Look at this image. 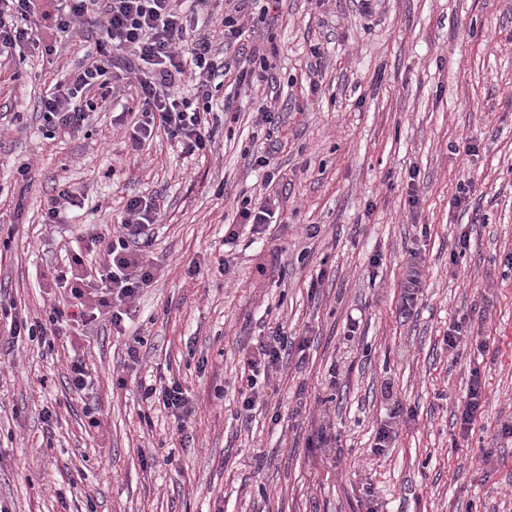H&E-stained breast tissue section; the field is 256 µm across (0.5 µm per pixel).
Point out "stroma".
Returning <instances> with one entry per match:
<instances>
[{"label": "stroma", "instance_id": "35a3bbf8", "mask_svg": "<svg viewBox=\"0 0 512 512\" xmlns=\"http://www.w3.org/2000/svg\"><path fill=\"white\" fill-rule=\"evenodd\" d=\"M275 33L278 123L258 112L266 86L225 77L216 99L231 110L205 158L163 135L132 152L108 111L88 136L48 138L37 102L81 61L78 42L54 65L0 67L14 119L0 132V305L44 318L64 304L50 272L79 237L112 233L130 197L161 206L157 275L123 332L102 321L0 345L5 512H512V0H285ZM257 151L274 169L249 165ZM61 183L85 205L43 223ZM463 190L472 210L454 204ZM245 198L274 202L277 221L234 224ZM457 323L487 352L449 349ZM280 324L304 355L242 418L246 356ZM76 355L93 375L82 392ZM475 366L486 407L464 438L453 414ZM146 382L188 390L189 443L162 406L145 410Z\"/></svg>", "mask_w": 512, "mask_h": 512}]
</instances>
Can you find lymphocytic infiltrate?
I'll list each match as a JSON object with an SVG mask.
<instances>
[{
  "instance_id": "lymphocytic-infiltrate-1",
  "label": "lymphocytic infiltrate",
  "mask_w": 512,
  "mask_h": 512,
  "mask_svg": "<svg viewBox=\"0 0 512 512\" xmlns=\"http://www.w3.org/2000/svg\"><path fill=\"white\" fill-rule=\"evenodd\" d=\"M208 0H65L55 17L56 36L41 38L32 24L35 0H0V66L9 63L17 48L25 45L56 54L59 42L95 34L91 50L68 78L55 84L39 99L38 111L49 132L68 135L86 132L91 112L110 106L118 92L131 90L132 110L138 119L129 136L132 150L158 133L176 139L189 157L211 154L216 126L211 123L213 102L232 72L224 56L239 45L247 30L240 0H225L224 16L215 30L199 25L198 14ZM190 79L192 92L183 96L177 88ZM160 218L155 200L135 196L127 200L124 215L111 236L88 237L102 248L105 265L98 279L85 273L83 252L68 254V267L59 272L70 298L69 309L52 307L42 325L25 318H11V338L53 336L65 322L88 323L106 314L115 330L124 327V304L132 301L155 279L157 268L146 249ZM288 336L275 328L247 358L250 393L242 400L243 412L252 411L258 393L257 378L277 369L288 353ZM147 406L162 404L173 416L177 433H186L193 405L179 384L140 389Z\"/></svg>"
}]
</instances>
